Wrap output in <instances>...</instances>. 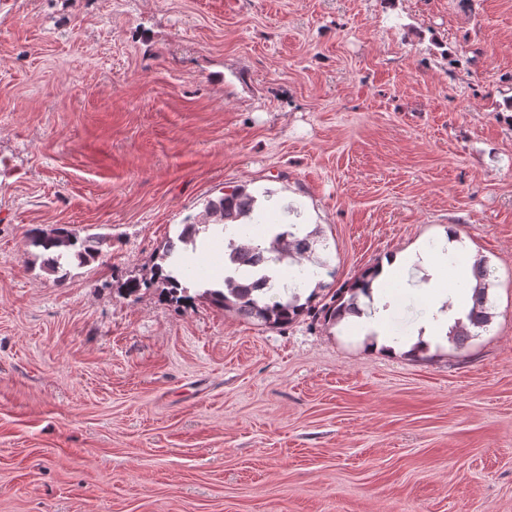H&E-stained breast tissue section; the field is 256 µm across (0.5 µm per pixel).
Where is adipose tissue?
<instances>
[{"instance_id": "obj_1", "label": "adipose tissue", "mask_w": 512, "mask_h": 512, "mask_svg": "<svg viewBox=\"0 0 512 512\" xmlns=\"http://www.w3.org/2000/svg\"><path fill=\"white\" fill-rule=\"evenodd\" d=\"M476 261L466 252L455 233L434 244L420 243L385 258L369 295L360 296L354 314L345 316L371 348L395 356L413 348L435 350L447 345L449 334L467 324L472 307L468 288L448 289L451 275L463 265ZM419 303V312L406 337L394 338L390 327L400 297Z\"/></svg>"}]
</instances>
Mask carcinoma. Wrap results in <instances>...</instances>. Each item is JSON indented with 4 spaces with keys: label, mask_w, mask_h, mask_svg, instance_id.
<instances>
[{
    "label": "carcinoma",
    "mask_w": 512,
    "mask_h": 512,
    "mask_svg": "<svg viewBox=\"0 0 512 512\" xmlns=\"http://www.w3.org/2000/svg\"><path fill=\"white\" fill-rule=\"evenodd\" d=\"M256 201V196L246 190L234 188L224 193L218 200L210 201L206 215L217 217L221 222L235 221L240 217L250 216ZM295 228L297 225L292 224L290 229L276 234L268 247L231 244L228 258L239 268L266 267L271 262H280L285 258L292 259L298 265L307 260L326 270L328 276H335L329 259L321 258L317 253L319 249L324 252L329 250L327 239L322 237L321 231L314 228L305 235L299 236L293 232ZM207 229L208 224L205 221L186 224L178 235V241L185 245L192 244L196 236ZM30 243L45 251L60 243L66 244L75 249L74 256L83 262L99 257L102 247V241L91 237L80 240L65 228L50 234L37 232L31 236ZM378 270L379 264L370 265L355 274L340 288L325 290L319 282L303 304L298 303L299 296L295 293L291 294L290 299L286 301L277 294L268 297L265 301L255 297L254 292L257 290L258 282H267L266 276L258 281H252L247 277L241 279L226 277L224 288H206L202 295L224 310L254 319L268 328H282L302 318L334 325L341 322L345 315L355 311L358 296L369 292ZM493 275L494 271L483 259L472 267V276L477 280V286L473 289V306L468 318L473 328H486L492 318L493 303L489 298L488 289L492 284ZM156 282L162 284L165 295L177 303L192 299L189 288L183 285L173 272L165 271L161 264L155 266L153 279L142 282L131 280L126 284V292L134 295L142 287H149Z\"/></svg>",
    "instance_id": "carcinoma-1"
}]
</instances>
